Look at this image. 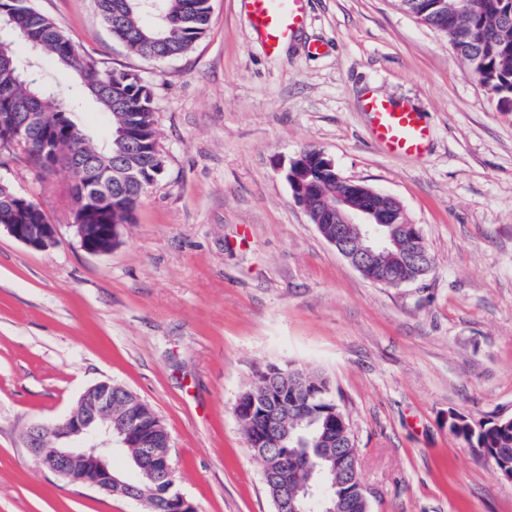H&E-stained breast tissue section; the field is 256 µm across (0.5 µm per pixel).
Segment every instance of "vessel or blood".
<instances>
[{
	"instance_id": "obj_1",
	"label": "vessel or blood",
	"mask_w": 512,
	"mask_h": 512,
	"mask_svg": "<svg viewBox=\"0 0 512 512\" xmlns=\"http://www.w3.org/2000/svg\"><path fill=\"white\" fill-rule=\"evenodd\" d=\"M307 0H245L249 25L267 52H275L306 21ZM364 108L370 116V134L390 153L418 155L428 145L429 130L420 112L374 95Z\"/></svg>"
}]
</instances>
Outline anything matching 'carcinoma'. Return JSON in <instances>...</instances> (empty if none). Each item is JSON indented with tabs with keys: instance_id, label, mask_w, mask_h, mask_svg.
I'll use <instances>...</instances> for the list:
<instances>
[{
	"instance_id": "1",
	"label": "carcinoma",
	"mask_w": 512,
	"mask_h": 512,
	"mask_svg": "<svg viewBox=\"0 0 512 512\" xmlns=\"http://www.w3.org/2000/svg\"><path fill=\"white\" fill-rule=\"evenodd\" d=\"M104 22L133 54L146 59L164 60L189 52L205 35L210 21L211 0H98ZM470 9L461 12L460 0H440L437 13L427 26L446 35L457 56L472 69L480 84L497 99L499 105H512V21L503 13L512 0H468ZM8 26L6 53L10 65L0 67V140L9 142L15 134V116L19 112H36L40 117L44 138H36L16 147L25 153L36 167H46L76 156L92 159L86 169L72 171V190L84 191L96 198L99 206L93 214H76L75 221L91 224H131L142 197L134 185L98 175L111 173L129 165H137L141 182L151 183L156 168L165 164L158 149L154 126V102L150 87L130 71L103 69L92 56L82 51L55 23L37 11L31 0H0V25ZM24 45L28 54L19 56L13 45ZM49 56L69 69L81 88L90 94L100 108L112 118L114 128L125 126L129 138L106 146L94 143L86 127L79 122L80 98L66 96L29 73L36 71L37 62ZM45 213L32 201L18 198L12 187L0 185V224H42ZM312 378L309 386H324L327 379L318 371L295 364L268 363L255 372L253 380L241 392L253 397V387L261 377H270L273 389L269 401L270 413L250 416L242 414L239 421L246 441L264 437L269 414L282 417L279 429L281 443L273 448H261L258 454L273 469L292 457L308 458L311 469L300 474L291 486L296 490L306 480L315 484L325 481L328 496L334 495L327 474L331 462L328 451L344 452L357 448L355 434L341 436L339 424L322 425L309 421L294 408V380L298 375ZM112 404L132 411L145 430L148 445H138L142 467L138 469V487L146 491L142 503L148 512H163L164 500L154 493L150 472L155 469L157 450L167 445V430L154 429L157 423L151 409L131 390L120 386L112 390ZM457 437L478 448L501 449L499 467L512 465V426L498 427L494 422L473 434L450 428Z\"/></svg>"
}]
</instances>
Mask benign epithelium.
I'll list each match as a JSON object with an SVG mask.
<instances>
[{
    "mask_svg": "<svg viewBox=\"0 0 512 512\" xmlns=\"http://www.w3.org/2000/svg\"><path fill=\"white\" fill-rule=\"evenodd\" d=\"M321 170L333 181L345 186L331 192L324 186L317 193L307 190L303 174L308 154L302 152L292 161L286 178L307 212L318 210L323 222L316 223L325 239L367 280L380 283V265L386 264L397 282L404 284L425 278L433 270V258L426 250L420 228L409 222L402 204L393 196L366 185L342 178L333 162L318 154ZM336 225L331 233L325 226ZM1 229L16 241L33 250H44L57 239V225L1 224ZM80 248L90 254H104L118 241L117 224H71ZM137 439L127 416L112 408V383L99 382L90 387L55 425L39 424L26 434V445L41 465L70 481L94 487L109 495L140 501L130 483L131 472L121 478L114 475L109 458L116 448L130 447ZM164 479L159 488L165 493L166 512H196L184 495L174 490L176 475L169 452L159 456ZM359 456L348 455L333 461L334 471L346 477L350 489L343 493L341 507H352L356 499L368 500L358 468ZM282 495L276 512H305L288 496V478L277 472Z\"/></svg>",
    "mask_w": 512,
    "mask_h": 512,
    "instance_id": "1",
    "label": "benign epithelium"
}]
</instances>
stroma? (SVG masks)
<instances>
[{
    "label": "stroma",
    "instance_id": "obj_1",
    "mask_svg": "<svg viewBox=\"0 0 512 512\" xmlns=\"http://www.w3.org/2000/svg\"><path fill=\"white\" fill-rule=\"evenodd\" d=\"M211 4L194 48L156 61L113 38L97 0H34L103 68L151 88L166 166L93 255L70 227V171L0 151V180L58 226L43 251L0 232V512H146L25 445L101 381L161 419L197 512H273L235 405L255 369L285 361L328 378L370 512H512V482L448 430L452 412L512 417V106L397 0H308L272 54L243 0ZM372 91L422 112L427 151L371 138ZM308 149L401 202L435 257L428 276L373 283L323 239L286 179Z\"/></svg>",
    "mask_w": 512,
    "mask_h": 512
}]
</instances>
